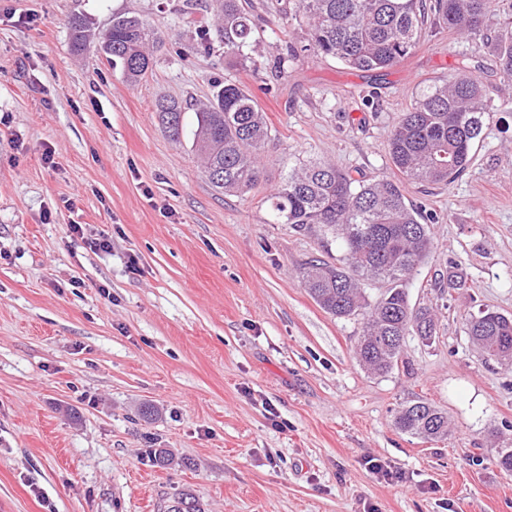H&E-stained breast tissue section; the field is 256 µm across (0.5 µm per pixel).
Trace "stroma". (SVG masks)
Returning a JSON list of instances; mask_svg holds the SVG:
<instances>
[{
	"label": "stroma",
	"mask_w": 512,
	"mask_h": 512,
	"mask_svg": "<svg viewBox=\"0 0 512 512\" xmlns=\"http://www.w3.org/2000/svg\"><path fill=\"white\" fill-rule=\"evenodd\" d=\"M184 2L0 0V512H166L180 492L203 512H512L496 462L512 369L466 334L481 310L512 315V86L482 43L430 25L380 73L303 53L293 0H242L259 38L228 58L199 43L212 13ZM127 12L166 33L136 85L96 42L70 44L72 16L98 32ZM463 63L504 107L461 177L405 188L436 217L407 287L436 334L373 375L361 318L323 311L299 274L341 246L277 223L265 198L303 161L393 175V126ZM224 80L253 91L272 130L265 180L239 196L217 193L155 112L176 97L193 124ZM453 263L468 287L449 288ZM418 398L446 413V439L395 428Z\"/></svg>",
	"instance_id": "1"
}]
</instances>
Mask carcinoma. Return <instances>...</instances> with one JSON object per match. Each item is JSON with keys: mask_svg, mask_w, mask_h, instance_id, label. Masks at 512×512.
I'll use <instances>...</instances> for the list:
<instances>
[{"mask_svg": "<svg viewBox=\"0 0 512 512\" xmlns=\"http://www.w3.org/2000/svg\"><path fill=\"white\" fill-rule=\"evenodd\" d=\"M308 30L302 51L330 56L356 71L391 68L410 55L422 28L456 30L487 45L503 81L512 82V17L492 24L502 0H296ZM220 23L205 31L207 45H224V57L238 58L255 42L252 15L240 0H210ZM72 46L80 51L96 37L85 19L69 21ZM99 37L108 62L120 66L131 84L152 71L154 54L164 47L162 32L128 13L112 17ZM155 111L169 136L185 134L184 106L177 98L156 101ZM491 97L479 76L462 66L458 74L418 94L389 137L391 163L400 178L357 179L331 163L293 168L267 196L276 221L298 233L317 229L341 241L344 258H316L300 274L315 302L338 318L362 317L356 354L374 374H386L401 358L409 336H433L436 318L426 306L410 303L407 284L432 248L429 224L410 205L403 183L448 184L469 168ZM193 146L202 173L226 195L245 194L263 179L261 154L270 128L256 96L233 82L215 86L212 98L195 112ZM383 283L375 298L367 286ZM472 342L488 356L503 354L512 365V315L489 309L466 323ZM398 430L430 440L448 437V417L424 399L405 405L395 420ZM168 512H202L198 501L180 493Z\"/></svg>", "mask_w": 512, "mask_h": 512, "instance_id": "carcinoma-1", "label": "carcinoma"}]
</instances>
